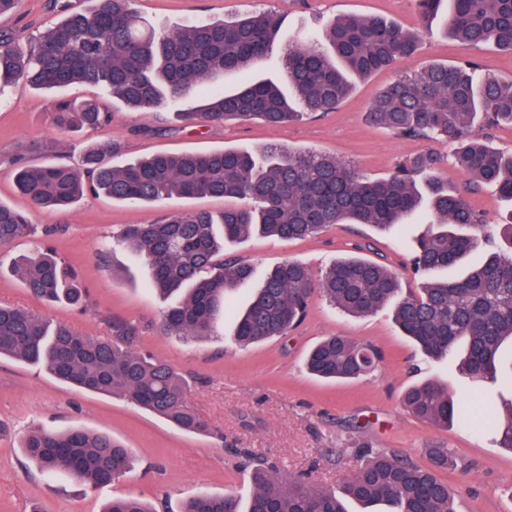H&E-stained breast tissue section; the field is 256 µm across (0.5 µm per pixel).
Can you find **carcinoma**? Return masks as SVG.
<instances>
[{
  "instance_id": "obj_1",
  "label": "carcinoma",
  "mask_w": 512,
  "mask_h": 512,
  "mask_svg": "<svg viewBox=\"0 0 512 512\" xmlns=\"http://www.w3.org/2000/svg\"><path fill=\"white\" fill-rule=\"evenodd\" d=\"M89 12L68 15L27 45L0 37V84L22 81L37 89L91 84L107 88L129 106L158 108L205 91L206 103L181 116L200 124L259 118L276 126L304 114L329 112L346 95V72L368 75L412 57L419 35L378 17H346L323 33L332 53L313 40L285 45L280 58L291 96L271 82H246L224 93L212 83L227 71L268 60L282 26L263 12L238 20L198 21L158 34L145 29L131 8L133 0H95ZM423 23L442 20L457 39L472 46L493 43L512 51V0H415ZM371 122L406 138H429L455 145L456 165L468 171L471 187L487 185L512 201V153L494 148L474 131L475 124L512 125V82L481 73L472 60L436 65L404 75L386 86L368 112ZM62 133L112 122V113L93 101L62 102L51 115ZM121 147L87 148L80 168L65 161L16 171L20 194L38 209L66 208L90 192L114 201L155 203L172 197H223L239 204L214 214H172L157 224H128L117 246L144 258L151 287L172 299L162 318L171 336L202 339L217 335L226 316V296L251 275L249 265L224 261V243L252 234L282 240L313 236L332 224H369L399 229L422 206L434 215L413 257L418 273L462 266L480 246L500 238L503 246L459 278L432 281L417 294L400 295L394 274L363 258L335 261L320 280L295 261L275 267L247 309L238 317L241 345L285 336L304 316L319 289L336 308L364 316L395 302L397 324L427 355L448 356L464 340L461 367L478 381H495L501 347L512 341V223L491 230L448 181L416 175L435 168L439 158L421 155L398 165L387 178L368 179L356 166L317 153L268 145L256 151L221 149L205 153H160L132 163L115 161ZM29 214L0 201V248L36 235ZM14 273L32 295L79 306L85 291L74 272L50 246L21 257ZM137 330L115 322L103 338L82 336L67 325L50 327L30 312L0 305V358L42 366L80 390L120 397L193 433L206 432L189 400V385L171 365L134 348ZM378 352L346 336H328L307 358L321 378L350 379L372 371ZM485 413L447 390L424 383L407 390L403 405L414 417L437 426L461 420L479 433H495L512 450V398ZM23 455L39 469L64 473L91 487L107 486L130 467L132 451L107 431L30 428ZM364 463L345 481L347 497L362 504H384L392 512H455L446 448L430 451V466L370 445L360 446ZM256 491L240 509L228 495H199L181 512H346L336 492L303 479L281 475L275 462L253 469ZM102 512H154L140 495L109 500Z\"/></svg>"
}]
</instances>
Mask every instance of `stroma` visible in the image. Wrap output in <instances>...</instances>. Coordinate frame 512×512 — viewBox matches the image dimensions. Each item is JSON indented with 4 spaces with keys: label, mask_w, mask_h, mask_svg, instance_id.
<instances>
[{
    "label": "stroma",
    "mask_w": 512,
    "mask_h": 512,
    "mask_svg": "<svg viewBox=\"0 0 512 512\" xmlns=\"http://www.w3.org/2000/svg\"><path fill=\"white\" fill-rule=\"evenodd\" d=\"M91 6V0H20L14 11L0 15V35L24 42L66 12ZM134 8L141 22L166 33L199 20H231L274 10L286 18V42L321 32L339 17L381 16L408 30L418 26L414 0H136ZM467 59L477 60L483 71L501 81H512V52L492 44H463L437 21L401 71L354 79L336 110L276 128L258 119L218 125L182 121L181 113L200 105L198 95L160 108L137 109L112 100L99 86L43 90L19 83L1 88L0 201L29 212L40 232L0 253V303L25 308L51 325L69 324L87 337L109 335L116 320L131 323L139 332L137 349L171 364L187 379L191 404L210 431L181 430L121 398L63 383L45 368L0 359V512H31L36 504L44 512H100L107 500L131 493L154 500L159 512H179L186 499L202 493L245 501L255 485L235 454L239 448L278 461L283 476L308 472L316 484L338 491L359 467L358 448L365 443L423 467L430 463L429 448H446L457 462L456 469L443 474L456 493L457 512H512V450L500 447L495 435L475 433L458 421L440 428L418 420L402 404L408 389L426 382L460 398L478 392L506 397L512 390L501 382L472 381L458 357L427 356L395 324L391 307L355 317L315 292L304 321L287 335L247 347L233 339L235 312L249 304L275 266L288 260L306 264L318 278L337 258L358 255L386 264L399 276L403 293L419 292L426 279L414 274L411 259L431 221L427 210L413 216L405 229L388 233L367 224H335L305 239L281 241L255 234L226 244L225 257L248 263L252 274L229 296L232 313L225 317L220 336L187 340L164 335L165 302L150 287L148 264L113 247L112 236L125 225L155 224L176 211L219 212L224 199L174 197L128 204L89 195L72 208L42 211L34 209L14 183L18 167L61 159L75 165L85 147L110 140L121 144L126 162L159 153L255 149L273 143L349 162L372 179L388 177L406 159L435 152L444 156L437 175L447 178L449 186L465 189L468 203L489 223L503 224L512 219V202L489 188L469 190L470 174L450 159L453 145L404 138L366 119L379 92L399 73ZM70 98L97 101L111 110V124L59 133L50 114ZM42 243L76 270L86 290L85 307L42 301L14 275L15 260ZM333 334L375 346L382 362L356 379L309 374V351ZM34 425L108 431L133 448L136 462L130 473L96 489L41 473L19 450L23 433Z\"/></svg>",
    "instance_id": "1"
}]
</instances>
